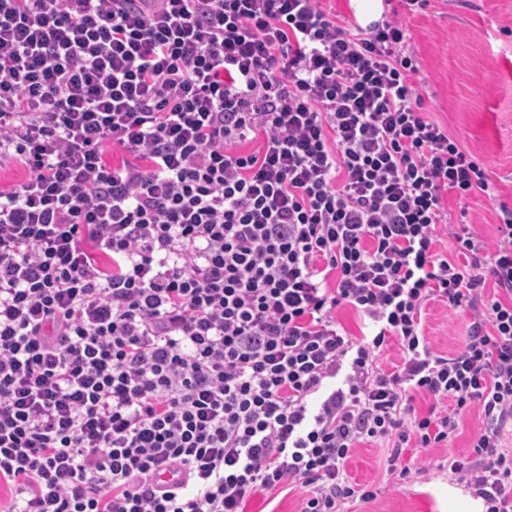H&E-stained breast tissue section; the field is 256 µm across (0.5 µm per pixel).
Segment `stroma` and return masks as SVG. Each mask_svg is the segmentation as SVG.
<instances>
[{"label":"stroma","instance_id":"obj_1","mask_svg":"<svg viewBox=\"0 0 512 512\" xmlns=\"http://www.w3.org/2000/svg\"><path fill=\"white\" fill-rule=\"evenodd\" d=\"M406 22L420 60L424 111L485 164L499 202L512 207V0H430ZM425 325L448 354L466 332L465 319L439 302L427 308ZM480 426L477 414H469L449 447L407 453L405 464L422 473L398 485L386 480L383 449H356L346 464L348 476L360 484L380 483L382 490L371 502L348 504V512H481V501L438 467L448 456L470 455Z\"/></svg>","mask_w":512,"mask_h":512}]
</instances>
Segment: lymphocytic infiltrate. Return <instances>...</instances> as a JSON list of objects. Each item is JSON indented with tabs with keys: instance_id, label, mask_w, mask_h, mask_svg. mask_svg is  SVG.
<instances>
[{
	"instance_id": "obj_1",
	"label": "lymphocytic infiltrate",
	"mask_w": 512,
	"mask_h": 512,
	"mask_svg": "<svg viewBox=\"0 0 512 512\" xmlns=\"http://www.w3.org/2000/svg\"><path fill=\"white\" fill-rule=\"evenodd\" d=\"M410 40L323 0H0V168L29 173L0 190V512H342L378 494L355 449L403 481L474 411L448 475L512 512V208L492 244L449 212L496 189ZM435 302L468 319L449 356ZM303 493L300 489L287 490L277 496L261 495L250 501L246 507L247 512H296L298 502Z\"/></svg>"
}]
</instances>
